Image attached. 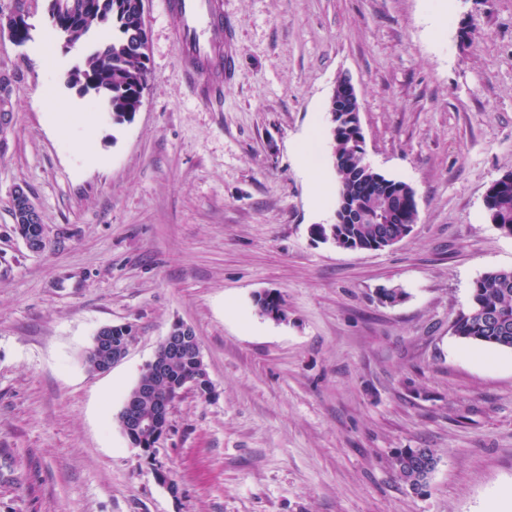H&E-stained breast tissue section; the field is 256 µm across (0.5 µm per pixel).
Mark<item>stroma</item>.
I'll return each mask as SVG.
<instances>
[{"instance_id": "1", "label": "stroma", "mask_w": 512, "mask_h": 512, "mask_svg": "<svg viewBox=\"0 0 512 512\" xmlns=\"http://www.w3.org/2000/svg\"><path fill=\"white\" fill-rule=\"evenodd\" d=\"M19 7L28 40L0 29V512H495L512 496V350L452 333L473 282L512 268L484 207L512 171V0H224L234 64L214 108L146 0L149 88L121 125L68 85L84 57L47 0H0V17ZM343 77L367 162L418 203L381 250L311 233L334 219ZM19 187L38 253L14 230ZM267 291L287 321L260 315ZM177 322L212 393L175 402L149 460L116 416ZM121 324L127 357L88 371L95 333ZM405 448L437 457L423 491L398 477ZM14 205L16 208L17 216L15 210L13 209V216L15 218L16 230L25 232L26 234H34L37 232L38 225H41L42 228L41 233L39 235L27 238L23 237V240L27 246V248L34 253H37L42 250L46 243L45 238V229L44 225L40 224L39 214L30 201L28 194L25 192L23 188H16L14 191ZM36 224V225H32ZM20 234V232H19Z\"/></svg>"}]
</instances>
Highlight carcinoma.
<instances>
[{"label":"carcinoma","mask_w":512,"mask_h":512,"mask_svg":"<svg viewBox=\"0 0 512 512\" xmlns=\"http://www.w3.org/2000/svg\"><path fill=\"white\" fill-rule=\"evenodd\" d=\"M139 0H48V13L53 30L70 43L91 29L102 25L112 27V38L103 48L90 51L83 65L68 74V83L81 84L112 104V122L123 124L133 120L141 108L150 81L149 36L138 10ZM331 158L338 176L335 214L344 218L346 207L365 205L373 211L384 200L396 198L405 206L402 218L392 224L361 222L347 224H316L313 231L318 239L338 247L348 244L371 249L380 238L389 240L401 236L418 220L417 206H408L414 190L405 182L390 179L366 162L363 150L350 134L336 135L330 130ZM485 208L491 223L504 234L512 236V171L503 174L490 186ZM453 333L473 344L512 350V268L484 273L471 289L470 304L453 322ZM197 374L196 363L189 354L179 359L163 379L151 384L152 394L180 396L187 380ZM140 384V385H142ZM140 385L131 388L138 392ZM437 458L430 448L420 449L415 456L405 451L395 458L400 479L409 486L426 485L427 464Z\"/></svg>","instance_id":"carcinoma-1"}]
</instances>
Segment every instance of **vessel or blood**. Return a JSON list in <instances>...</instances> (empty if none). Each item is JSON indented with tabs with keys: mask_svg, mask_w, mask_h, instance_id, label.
Wrapping results in <instances>:
<instances>
[{
	"mask_svg": "<svg viewBox=\"0 0 512 512\" xmlns=\"http://www.w3.org/2000/svg\"><path fill=\"white\" fill-rule=\"evenodd\" d=\"M175 36L183 77L196 99L212 105L224 94L227 57H214V46L230 47L222 0H164Z\"/></svg>",
	"mask_w": 512,
	"mask_h": 512,
	"instance_id": "b4317fda",
	"label": "vessel or blood"
}]
</instances>
